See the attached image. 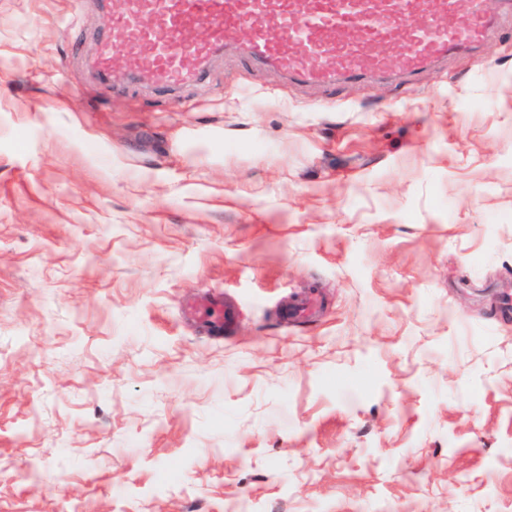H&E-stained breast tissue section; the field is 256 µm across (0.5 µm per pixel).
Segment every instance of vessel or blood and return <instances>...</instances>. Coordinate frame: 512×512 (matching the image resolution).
Listing matches in <instances>:
<instances>
[{
  "label": "vessel or blood",
  "mask_w": 512,
  "mask_h": 512,
  "mask_svg": "<svg viewBox=\"0 0 512 512\" xmlns=\"http://www.w3.org/2000/svg\"><path fill=\"white\" fill-rule=\"evenodd\" d=\"M484 0H112L94 66L165 91L203 78L210 58L235 49L300 81L407 74L484 42ZM215 333L231 305L207 302Z\"/></svg>",
  "instance_id": "1"
}]
</instances>
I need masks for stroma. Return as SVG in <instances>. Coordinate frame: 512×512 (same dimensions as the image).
<instances>
[{
  "instance_id": "35a3bbf8",
  "label": "stroma",
  "mask_w": 512,
  "mask_h": 512,
  "mask_svg": "<svg viewBox=\"0 0 512 512\" xmlns=\"http://www.w3.org/2000/svg\"><path fill=\"white\" fill-rule=\"evenodd\" d=\"M488 15L414 76L229 50L162 94L94 70L101 0H0V512H512ZM214 294L220 337L184 310ZM207 308L209 310L208 317L212 322V329L216 334H223L224 325H228L232 322V306L222 299L212 298L207 302Z\"/></svg>"
}]
</instances>
